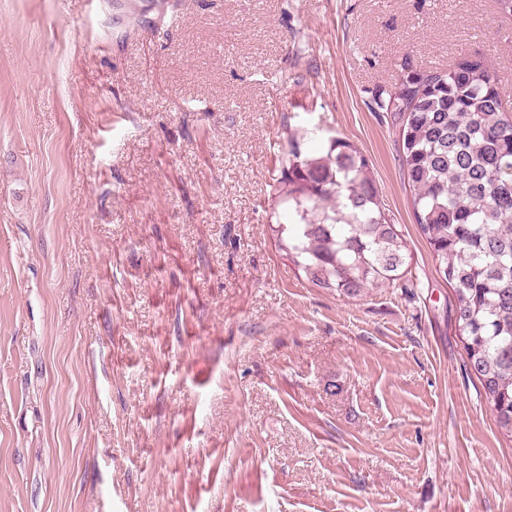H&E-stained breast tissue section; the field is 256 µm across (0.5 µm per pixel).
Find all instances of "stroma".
I'll use <instances>...</instances> for the list:
<instances>
[{"instance_id": "35a3bbf8", "label": "stroma", "mask_w": 512, "mask_h": 512, "mask_svg": "<svg viewBox=\"0 0 512 512\" xmlns=\"http://www.w3.org/2000/svg\"><path fill=\"white\" fill-rule=\"evenodd\" d=\"M481 57L496 0H0V512H512L373 88ZM361 149L408 287L268 231L288 140Z\"/></svg>"}]
</instances>
